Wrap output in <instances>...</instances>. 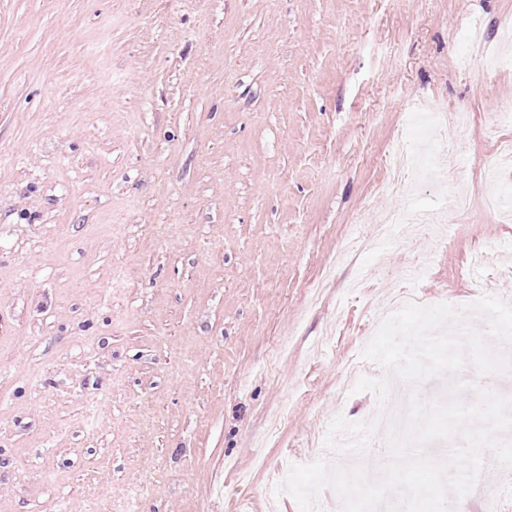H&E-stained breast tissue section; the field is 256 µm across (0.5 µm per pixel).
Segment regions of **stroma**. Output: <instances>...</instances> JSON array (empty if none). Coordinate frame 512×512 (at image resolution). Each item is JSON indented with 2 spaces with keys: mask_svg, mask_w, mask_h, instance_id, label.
<instances>
[{
  "mask_svg": "<svg viewBox=\"0 0 512 512\" xmlns=\"http://www.w3.org/2000/svg\"><path fill=\"white\" fill-rule=\"evenodd\" d=\"M472 15L496 47L512 0H0V512H299L276 467L371 423L336 389L388 291L512 340V68L456 67ZM416 98L474 117L471 209L347 252Z\"/></svg>",
  "mask_w": 512,
  "mask_h": 512,
  "instance_id": "obj_1",
  "label": "stroma"
}]
</instances>
